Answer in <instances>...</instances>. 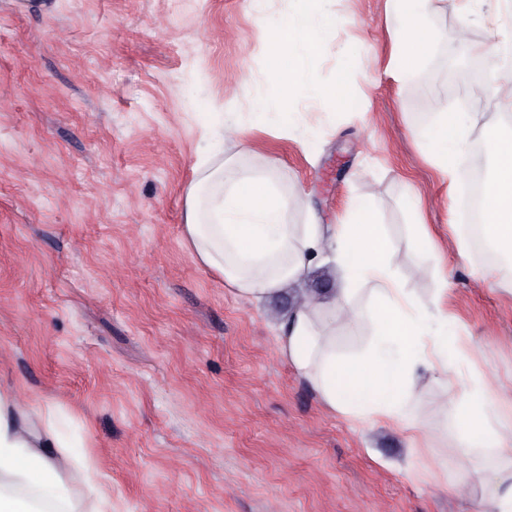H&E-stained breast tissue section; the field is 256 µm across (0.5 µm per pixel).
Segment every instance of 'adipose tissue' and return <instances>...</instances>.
<instances>
[{
    "instance_id": "ef3b65f1",
    "label": "adipose tissue",
    "mask_w": 512,
    "mask_h": 512,
    "mask_svg": "<svg viewBox=\"0 0 512 512\" xmlns=\"http://www.w3.org/2000/svg\"><path fill=\"white\" fill-rule=\"evenodd\" d=\"M296 13L283 14L268 28L267 38L281 46L269 64L272 95L253 102V110L277 127L289 98L305 96L331 107L351 106L345 89H329L310 75L309 65L335 15L316 9L317 0H297ZM401 27L393 58L418 60L436 34L425 18L429 11L452 10L466 17L470 0H388ZM483 126L494 157V170L482 196V229L495 247L512 254V137L497 135L494 121L481 113L466 118L441 113L434 127L421 133L430 159L445 177H456L457 163L470 145L474 127ZM224 134L216 132L211 153L197 166L184 191L183 242L205 268L259 301L304 281L316 258L330 255L346 285L330 294L315 293L281 319L280 352L332 411L361 422H388L420 431L416 411L422 405L419 370L445 386L444 406L461 415L459 438L465 446L490 444L512 458V421H506L493 389L482 381L465 383L459 371L461 352L452 351L453 333L424 335L429 318L447 320L443 304L447 283H440L434 310L423 308L402 288L392 267L395 244L377 222L372 201L352 200L346 224H292L288 213L296 201L268 175L269 158L250 171L224 164ZM371 286L372 304L354 297ZM374 336L355 355L336 351V333L357 336L366 325ZM60 431V410L49 402L19 401L0 386V512H112V503L92 464L74 456Z\"/></svg>"
}]
</instances>
